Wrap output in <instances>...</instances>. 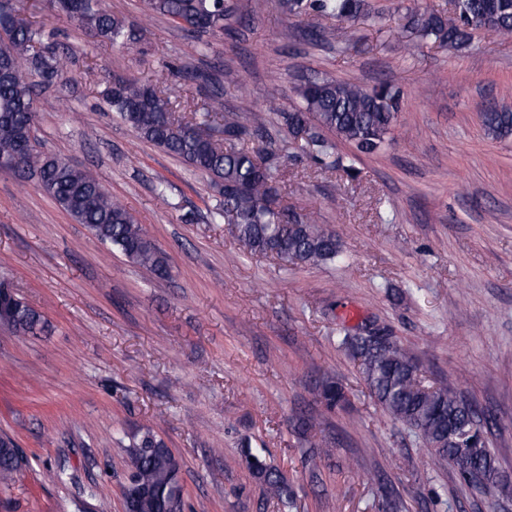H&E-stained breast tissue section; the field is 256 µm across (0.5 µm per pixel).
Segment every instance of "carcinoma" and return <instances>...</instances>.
I'll return each mask as SVG.
<instances>
[{
  "instance_id": "cac0c4a2",
  "label": "carcinoma",
  "mask_w": 512,
  "mask_h": 512,
  "mask_svg": "<svg viewBox=\"0 0 512 512\" xmlns=\"http://www.w3.org/2000/svg\"><path fill=\"white\" fill-rule=\"evenodd\" d=\"M49 6L112 45L126 46L137 39L136 31L110 14L103 0H82L76 15L56 0H49ZM280 7L289 16L313 12L345 23L379 15L370 0H280ZM141 9L146 15L168 18L188 37L220 36L233 24L242 23L237 0H141ZM483 18L495 19L496 30L512 34V0H455L451 20L409 9L400 33L410 43L432 38L458 50L469 45L477 21ZM70 58L56 41L55 31L33 26L19 17L14 6L8 13L0 12V69L7 72L0 78V170L21 180H36L76 223L85 225L110 250L164 278L169 274L165 253L93 173L37 149L36 88L56 83ZM181 74L207 89L201 111L190 118L177 110V96L163 81L148 85L115 75L105 99L142 141L207 177L218 197L209 211V223L234 225L236 238L247 252L266 255L275 251L286 262L313 266L342 258L336 231L281 206L278 184L283 163L268 149L271 126L286 127L314 163L334 167L338 142L365 155L381 148L400 111L399 91L387 82L368 88L317 77L296 89L301 100L298 107L287 110L269 100L244 123L237 114L224 111L222 102V87L237 85L234 74L224 73L222 85L207 72L185 69ZM482 124L495 139L512 136L511 111L486 112ZM0 326L17 336H33L44 330L45 320L10 283L1 281ZM339 345L358 362L371 397L387 415L421 437L439 462L456 468L472 492L488 502L500 497L503 480L489 448V419L479 417L478 407L462 396L458 379L427 383L410 351L372 331L365 335L346 331ZM319 398L330 411L346 402L343 388L331 379L320 386ZM242 456L267 495L288 505L291 492L281 471L250 448ZM15 461V449L1 445V488H9L14 481ZM128 471L143 489L130 502V512H169L170 493L183 496L180 463L151 429L131 436Z\"/></svg>"
}]
</instances>
